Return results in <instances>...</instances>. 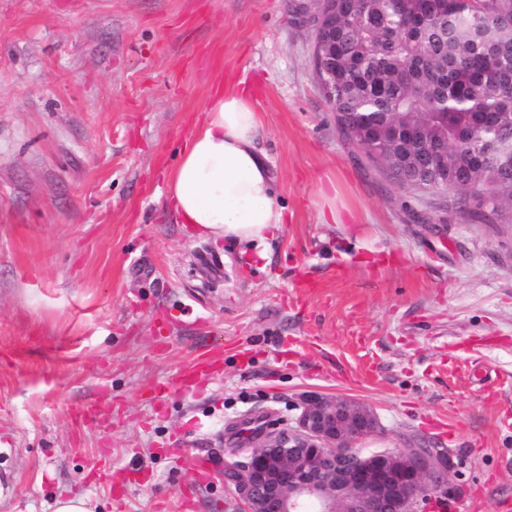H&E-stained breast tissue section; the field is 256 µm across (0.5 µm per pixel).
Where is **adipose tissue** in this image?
<instances>
[{
	"instance_id": "obj_1",
	"label": "adipose tissue",
	"mask_w": 512,
	"mask_h": 512,
	"mask_svg": "<svg viewBox=\"0 0 512 512\" xmlns=\"http://www.w3.org/2000/svg\"><path fill=\"white\" fill-rule=\"evenodd\" d=\"M261 132L250 96L215 91L169 174V199L177 223L216 241L256 249L263 259L287 216L277 201Z\"/></svg>"
}]
</instances>
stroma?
I'll use <instances>...</instances> for the list:
<instances>
[{
    "mask_svg": "<svg viewBox=\"0 0 512 512\" xmlns=\"http://www.w3.org/2000/svg\"><path fill=\"white\" fill-rule=\"evenodd\" d=\"M299 2L0 0V512H244L246 421L307 391L373 407L362 450L450 451L456 494L420 512L512 498V224L398 188L339 133ZM219 87L251 91L287 208L263 260L169 201ZM217 354L218 353L202 355L193 365L185 369L180 377L182 388L186 390H193L196 387L198 379L209 372L211 363Z\"/></svg>",
    "mask_w": 512,
    "mask_h": 512,
    "instance_id": "35a3bbf8",
    "label": "stroma"
}]
</instances>
